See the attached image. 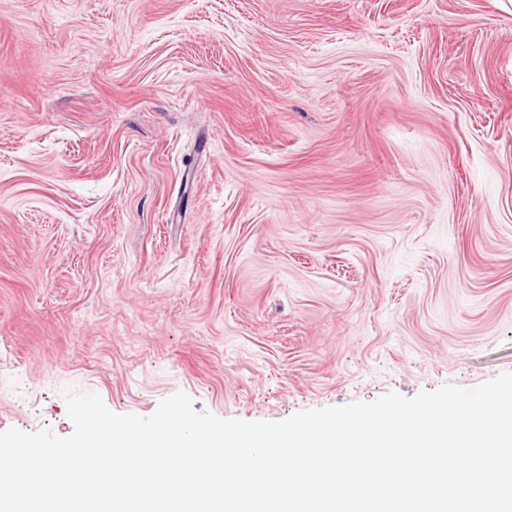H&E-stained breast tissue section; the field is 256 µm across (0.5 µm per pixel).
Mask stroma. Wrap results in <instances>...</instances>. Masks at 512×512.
<instances>
[{
	"instance_id": "35a3bbf8",
	"label": "stroma",
	"mask_w": 512,
	"mask_h": 512,
	"mask_svg": "<svg viewBox=\"0 0 512 512\" xmlns=\"http://www.w3.org/2000/svg\"><path fill=\"white\" fill-rule=\"evenodd\" d=\"M504 371L512 0H0V431Z\"/></svg>"
}]
</instances>
